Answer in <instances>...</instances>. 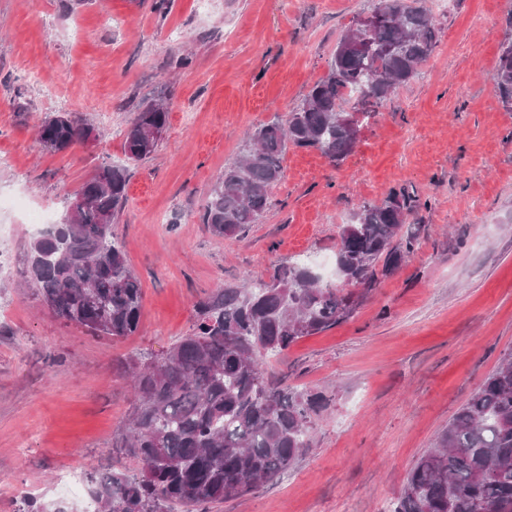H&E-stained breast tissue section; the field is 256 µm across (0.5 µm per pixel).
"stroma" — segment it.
<instances>
[{
    "label": "stroma",
    "mask_w": 512,
    "mask_h": 512,
    "mask_svg": "<svg viewBox=\"0 0 512 512\" xmlns=\"http://www.w3.org/2000/svg\"><path fill=\"white\" fill-rule=\"evenodd\" d=\"M376 0H0V512L22 498L87 512L90 471L133 467L112 445L133 403L119 362L165 353L216 288L296 260L334 263L358 204L408 192L415 250L354 315L270 358L269 373L324 392L313 446L272 483L210 512H391L407 474L512 349V112L492 73L512 0H423L434 54L331 164L288 148L262 223L237 237L201 222L248 131L286 118L327 70L340 34ZM188 65H181L182 57ZM164 97L156 152L128 162L123 132ZM65 113L96 139L42 150ZM105 162L127 164L114 230L142 289L135 335L56 318L30 278L35 235L7 199L60 221ZM77 474L76 488L62 482Z\"/></svg>",
    "instance_id": "1"
}]
</instances>
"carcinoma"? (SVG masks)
I'll return each instance as SVG.
<instances>
[{"instance_id": "cac0c4a2", "label": "carcinoma", "mask_w": 512, "mask_h": 512, "mask_svg": "<svg viewBox=\"0 0 512 512\" xmlns=\"http://www.w3.org/2000/svg\"><path fill=\"white\" fill-rule=\"evenodd\" d=\"M384 21L365 34L346 29L326 73L286 120L255 128L240 155L224 167L201 215L212 234L237 236L271 206L269 191L284 177L288 147L314 149L333 162L358 142L343 121L352 100L369 118L438 46V28L422 0H377ZM493 89L512 112V36L501 42ZM169 108L150 102L124 135L128 159L155 152ZM92 128L65 114L45 118L37 136L49 152L87 139ZM128 169L105 163L83 183L74 210L31 242V279L61 320L92 335L136 333L139 280L112 227L127 200ZM419 200L402 192L363 202L338 233L336 264L344 286L327 284L296 261L267 281L226 286L198 304L192 330L161 358L132 359L135 402L113 444L135 470L90 472L94 512H208V505L244 496L274 481L312 447L311 429L328 405L322 392L276 383L266 359L299 339L350 318L382 273L414 252L401 230ZM393 512H512V350L462 406L435 446L411 468Z\"/></svg>"}]
</instances>
